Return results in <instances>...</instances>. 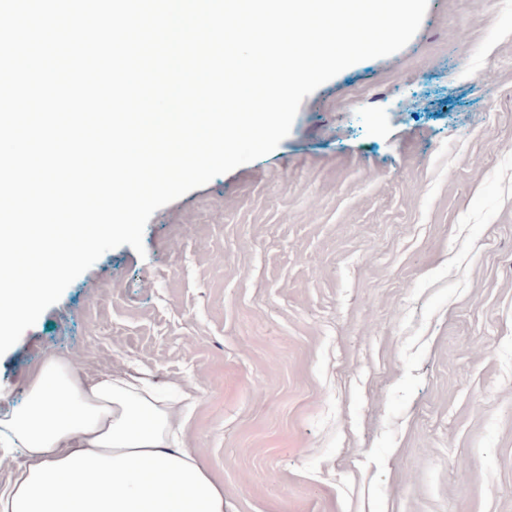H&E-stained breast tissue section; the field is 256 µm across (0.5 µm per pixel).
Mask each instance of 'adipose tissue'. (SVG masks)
<instances>
[{
	"label": "adipose tissue",
	"instance_id": "adipose-tissue-1",
	"mask_svg": "<svg viewBox=\"0 0 512 512\" xmlns=\"http://www.w3.org/2000/svg\"><path fill=\"white\" fill-rule=\"evenodd\" d=\"M192 400L123 372L84 377L47 356L24 403L0 415V446L23 454L0 512H224L223 485L185 445Z\"/></svg>",
	"mask_w": 512,
	"mask_h": 512
}]
</instances>
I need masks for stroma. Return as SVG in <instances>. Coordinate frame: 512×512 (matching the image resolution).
I'll list each match as a JSON object with an SVG mask.
<instances>
[{
	"instance_id": "stroma-1",
	"label": "stroma",
	"mask_w": 512,
	"mask_h": 512,
	"mask_svg": "<svg viewBox=\"0 0 512 512\" xmlns=\"http://www.w3.org/2000/svg\"><path fill=\"white\" fill-rule=\"evenodd\" d=\"M143 243L0 355V413L54 354L193 392L224 512H512V0H429Z\"/></svg>"
}]
</instances>
